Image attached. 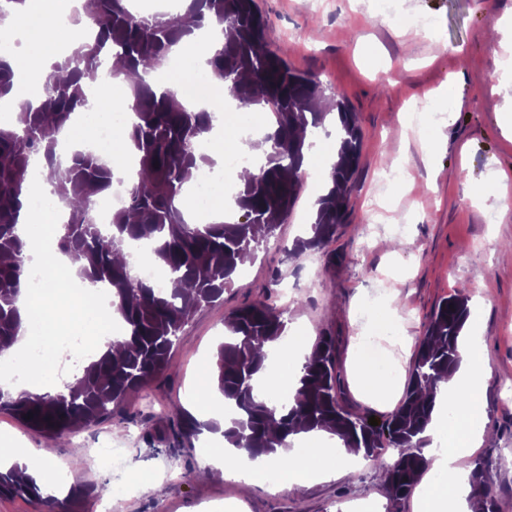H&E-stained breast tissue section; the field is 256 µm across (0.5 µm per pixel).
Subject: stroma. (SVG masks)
<instances>
[{"label": "stroma", "instance_id": "1", "mask_svg": "<svg viewBox=\"0 0 512 512\" xmlns=\"http://www.w3.org/2000/svg\"><path fill=\"white\" fill-rule=\"evenodd\" d=\"M268 20L266 41L292 68L313 75L327 96L356 112L362 132L361 162L351 207L329 248L344 253L336 268L326 252L287 257L308 236L324 179L302 175L294 210L256 258L240 270L215 305L185 326L165 375L133 396L126 419H112L63 439L56 449L66 487H89L82 512H98L114 485L137 486L118 512H420L418 496L392 503L379 463L356 458L352 472L313 473L288 488L262 483L241 496L237 483L201 479L202 440L193 448L161 438L165 405L197 408V380L211 363L229 313L256 298L286 311L289 334L315 343L320 332L338 340L341 376L350 403L376 417L400 403L404 379L429 318L448 296L470 294L466 334L480 332L491 376L480 393L484 434L460 461L497 464L493 491L499 512H512V208L474 200L473 188L512 167V55L486 34L512 0H255ZM416 18L396 25L392 13ZM453 86L447 112L433 110L434 92ZM435 159L426 162V151ZM402 160L407 179L395 187L382 169ZM386 344L400 386L380 400L359 390L354 364L362 353L355 334L389 323ZM109 436L118 465L95 456ZM45 437L0 412V448L21 449L30 463Z\"/></svg>", "mask_w": 512, "mask_h": 512}]
</instances>
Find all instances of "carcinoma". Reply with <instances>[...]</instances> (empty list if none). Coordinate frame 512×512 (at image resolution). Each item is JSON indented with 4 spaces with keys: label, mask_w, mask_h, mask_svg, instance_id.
<instances>
[{
    "label": "carcinoma",
    "mask_w": 512,
    "mask_h": 512,
    "mask_svg": "<svg viewBox=\"0 0 512 512\" xmlns=\"http://www.w3.org/2000/svg\"><path fill=\"white\" fill-rule=\"evenodd\" d=\"M81 11L91 23L81 29L84 40L44 72L42 95L20 105V126L0 130V354L26 333L18 301L28 285L30 257L17 227L25 219V184L33 166L43 162L49 168V196L65 209L57 249L78 277L112 289V307L125 327L122 352L92 360L80 376L54 392L15 395L0 389V411L11 412L53 442L124 415L128 395L164 375L183 327L222 298L237 273V260L254 254L288 220L302 185L306 139L323 127L328 113L313 76L291 69L267 48L266 20L255 0H190L184 11L146 16L134 14L129 0H82ZM211 23L224 26V44L211 49L213 74L230 85L232 98L245 112L258 107L272 113V131L258 143L263 160L259 172L246 168L240 173L238 218L221 224L189 222L187 182L192 172L213 165L198 149L213 117L186 105L175 87L141 78L131 86L133 117L127 125L136 168L125 204L112 211L108 230H103L92 211L111 186L113 170L91 150L58 156L59 132L75 113L90 110L80 77L99 69L114 78L140 69L162 70L174 46ZM336 110L340 125L334 187L317 200L310 236L297 239L291 255L326 246L346 220L360 132L355 113L342 102ZM131 240L151 244L152 258L172 288L159 291L137 277L124 254ZM468 302L467 295L457 293L438 305L409 370L404 400L376 426L369 425V415L345 404L336 336L330 331L315 343L293 397L278 404L265 401L258 374L268 348L285 339L288 320L264 299L246 303L228 317L229 334L207 368L224 396L230 425L222 430L214 420L201 422L173 402L166 414L171 434L177 443L191 445L204 432L221 430L224 441L248 458L265 455L289 467L291 440L324 431L339 437L348 451L378 462L387 476L385 493L397 504L414 493L428 470L421 449L429 441L437 382L461 361L459 337L470 316ZM389 448L397 450L391 464L383 460ZM492 472V461H472V512H499ZM3 494L31 498L41 512H78L82 499L78 489L62 499L44 492L34 479L22 477L16 465L0 472Z\"/></svg>",
    "instance_id": "cac0c4a2"
}]
</instances>
